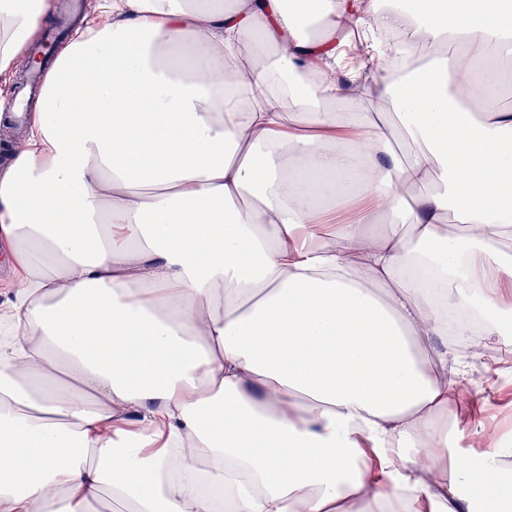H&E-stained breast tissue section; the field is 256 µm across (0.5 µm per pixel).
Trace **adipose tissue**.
Listing matches in <instances>:
<instances>
[{
    "instance_id": "1",
    "label": "adipose tissue",
    "mask_w": 512,
    "mask_h": 512,
    "mask_svg": "<svg viewBox=\"0 0 512 512\" xmlns=\"http://www.w3.org/2000/svg\"><path fill=\"white\" fill-rule=\"evenodd\" d=\"M52 10L0 0V77ZM98 11L0 115V512H512L448 367L512 334V0ZM391 29L432 56L369 88Z\"/></svg>"
}]
</instances>
